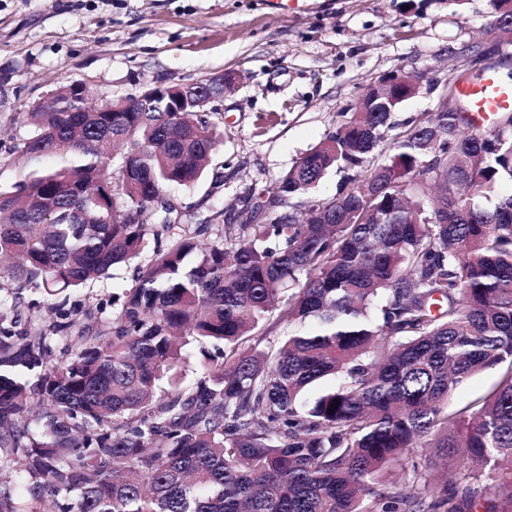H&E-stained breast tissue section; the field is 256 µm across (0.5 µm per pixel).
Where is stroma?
Returning a JSON list of instances; mask_svg holds the SVG:
<instances>
[{"label": "stroma", "mask_w": 512, "mask_h": 512, "mask_svg": "<svg viewBox=\"0 0 512 512\" xmlns=\"http://www.w3.org/2000/svg\"><path fill=\"white\" fill-rule=\"evenodd\" d=\"M489 15V0H309L291 13L265 0H0V68L12 69L22 112L62 82L95 103L233 75L209 115L219 137L209 173L171 192L205 219L239 207L248 186L273 185L366 86L454 77L466 49L499 42Z\"/></svg>", "instance_id": "35a3bbf8"}]
</instances>
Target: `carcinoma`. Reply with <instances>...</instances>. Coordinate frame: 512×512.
Wrapping results in <instances>:
<instances>
[{"label": "carcinoma", "mask_w": 512, "mask_h": 512, "mask_svg": "<svg viewBox=\"0 0 512 512\" xmlns=\"http://www.w3.org/2000/svg\"><path fill=\"white\" fill-rule=\"evenodd\" d=\"M490 6L511 45L512 0ZM409 95L360 99L252 188V212L272 192L288 211L228 220L209 246L168 195L210 163L206 115L114 112L68 82L26 113L0 188V512H512V193L479 202L512 183V112L485 132L425 112L395 134ZM332 170L336 193L312 195ZM118 265L134 285L102 328L104 306L71 293ZM273 316L288 335L262 348ZM499 365L487 397L444 411ZM415 448L450 478L431 484Z\"/></svg>", "instance_id": "1"}]
</instances>
